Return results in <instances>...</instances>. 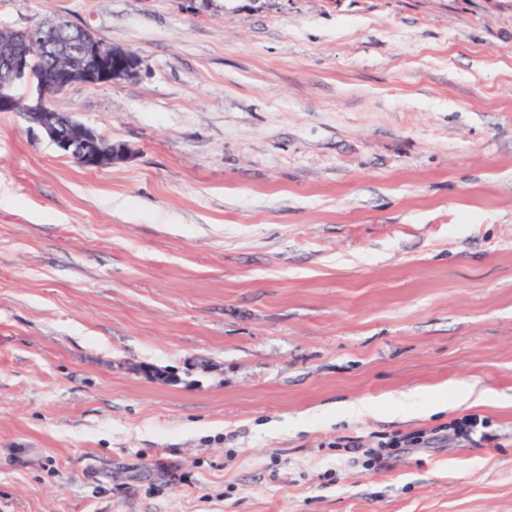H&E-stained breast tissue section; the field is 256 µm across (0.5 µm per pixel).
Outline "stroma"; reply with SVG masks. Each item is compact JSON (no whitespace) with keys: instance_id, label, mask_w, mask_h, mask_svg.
I'll return each mask as SVG.
<instances>
[{"instance_id":"35a3bbf8","label":"stroma","mask_w":512,"mask_h":512,"mask_svg":"<svg viewBox=\"0 0 512 512\" xmlns=\"http://www.w3.org/2000/svg\"><path fill=\"white\" fill-rule=\"evenodd\" d=\"M57 15L140 56L53 101L133 155L0 112V512H512V0H0ZM486 427L487 422L485 420L476 415H471L455 421L450 429L454 436L473 441L475 440L474 437H479L480 440L489 438L484 431ZM432 437H426L424 433L414 436H392L383 438L377 448L366 450L371 460L381 463L390 456L398 455L404 448H421L419 445L431 443Z\"/></svg>"}]
</instances>
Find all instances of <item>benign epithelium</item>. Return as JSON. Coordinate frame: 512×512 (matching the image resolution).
I'll list each match as a JSON object with an SVG mask.
<instances>
[{
	"label": "benign epithelium",
	"instance_id": "7a95c632",
	"mask_svg": "<svg viewBox=\"0 0 512 512\" xmlns=\"http://www.w3.org/2000/svg\"><path fill=\"white\" fill-rule=\"evenodd\" d=\"M13 42L0 50V112L34 115V126L64 155L80 166L100 169L125 162L129 146L112 141L73 116L59 120L51 112L52 99L73 85L101 86L138 74L135 53L101 38L93 29L64 17L12 34Z\"/></svg>",
	"mask_w": 512,
	"mask_h": 512
}]
</instances>
